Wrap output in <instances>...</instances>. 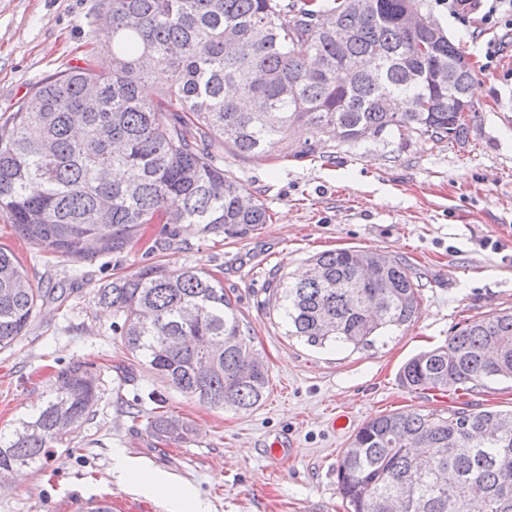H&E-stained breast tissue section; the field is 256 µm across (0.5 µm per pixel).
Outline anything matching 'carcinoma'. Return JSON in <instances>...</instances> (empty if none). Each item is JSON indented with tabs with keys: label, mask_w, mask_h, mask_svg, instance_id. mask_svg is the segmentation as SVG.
<instances>
[{
	"label": "carcinoma",
	"mask_w": 512,
	"mask_h": 512,
	"mask_svg": "<svg viewBox=\"0 0 512 512\" xmlns=\"http://www.w3.org/2000/svg\"><path fill=\"white\" fill-rule=\"evenodd\" d=\"M415 8L428 15L419 34L400 22ZM102 10L109 20L97 40L112 69L87 61L61 71L0 121V214L22 239L70 261L91 242L101 254L122 252L163 213L170 243L191 230L242 237L267 223L264 204L214 164V145L241 158L329 160L333 149L403 130L460 142L476 112L475 69L429 0H103ZM338 27L351 32L339 45ZM148 82L153 99L141 95ZM306 264L305 275L277 285L273 308L309 345L371 348L420 305L411 269L386 254L340 248ZM96 297L119 319L112 333L174 390L234 412L264 400L268 368L206 270L146 265ZM47 299L0 247V348ZM507 380L511 308L466 321L398 375L410 391ZM99 398L82 367L58 372L51 397L0 444V469L40 467ZM148 398L152 439L194 441L166 397ZM336 478L348 512H512V410L380 415L351 436Z\"/></svg>",
	"instance_id": "carcinoma-1"
}]
</instances>
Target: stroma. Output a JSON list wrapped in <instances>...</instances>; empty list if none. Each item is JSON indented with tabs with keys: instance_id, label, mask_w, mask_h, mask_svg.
Masks as SVG:
<instances>
[{
	"instance_id": "35a3bbf8",
	"label": "stroma",
	"mask_w": 512,
	"mask_h": 512,
	"mask_svg": "<svg viewBox=\"0 0 512 512\" xmlns=\"http://www.w3.org/2000/svg\"><path fill=\"white\" fill-rule=\"evenodd\" d=\"M432 7L477 71V116L465 143L407 132L365 154L339 150L331 164L215 149V163L271 215L242 238L189 232L157 249L160 227L152 224L122 252L72 262L27 244L0 216V246L52 297L25 335L0 349V442L47 400L58 371L80 364L106 385L92 419L73 430L66 447L40 469L0 484V512H86L101 500L112 512H167L162 497L108 478L117 449L132 469L191 487L207 512H346L336 464L363 423L395 410H512L511 382L411 392L397 380L406 360L444 343L455 324L512 308V29L451 13L446 0ZM102 15L99 0H0V117L86 59L111 69L110 54L94 41ZM351 247L409 265L420 284L415 317L367 351L312 347L289 336L268 303L280 277L298 272L311 255ZM147 264L197 266L223 280L269 370L259 407L204 408L136 364L96 290ZM129 367L133 381L109 390ZM154 390L165 394L171 412L192 421V444L149 437L145 414ZM135 408L142 416L134 421ZM338 412L348 417L346 428H332ZM273 440L291 448L275 464L263 452Z\"/></svg>"
}]
</instances>
